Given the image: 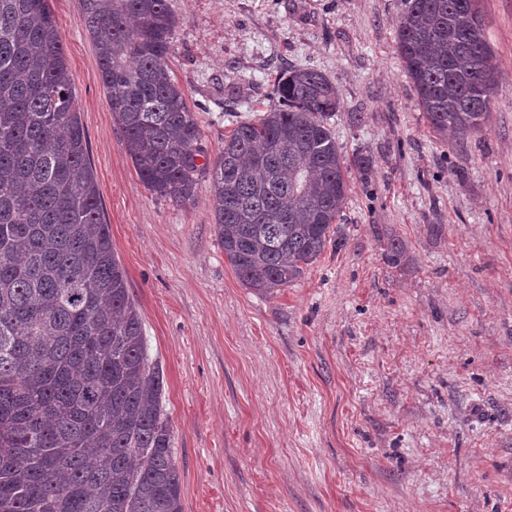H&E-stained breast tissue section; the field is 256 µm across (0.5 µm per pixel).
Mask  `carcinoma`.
<instances>
[{
  "label": "carcinoma",
  "mask_w": 512,
  "mask_h": 512,
  "mask_svg": "<svg viewBox=\"0 0 512 512\" xmlns=\"http://www.w3.org/2000/svg\"><path fill=\"white\" fill-rule=\"evenodd\" d=\"M101 82L142 185L179 206L209 177L239 281L272 296L333 241L348 161L339 91L314 69L273 85L213 163L169 67L168 0H81ZM398 52L438 135L480 131L495 86L475 0H404ZM163 382L112 250L48 0H0V512H182Z\"/></svg>",
  "instance_id": "1"
}]
</instances>
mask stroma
I'll return each instance as SVG.
<instances>
[{
  "mask_svg": "<svg viewBox=\"0 0 512 512\" xmlns=\"http://www.w3.org/2000/svg\"><path fill=\"white\" fill-rule=\"evenodd\" d=\"M169 4L207 159L281 71L310 68L339 90L340 152L374 160L349 173L340 245L260 295L218 243L208 180L184 207L141 184L80 0H49L183 512H512V0H477L497 84L461 142L431 130L403 73V0Z\"/></svg>",
  "mask_w": 512,
  "mask_h": 512,
  "instance_id": "35a3bbf8",
  "label": "stroma"
}]
</instances>
